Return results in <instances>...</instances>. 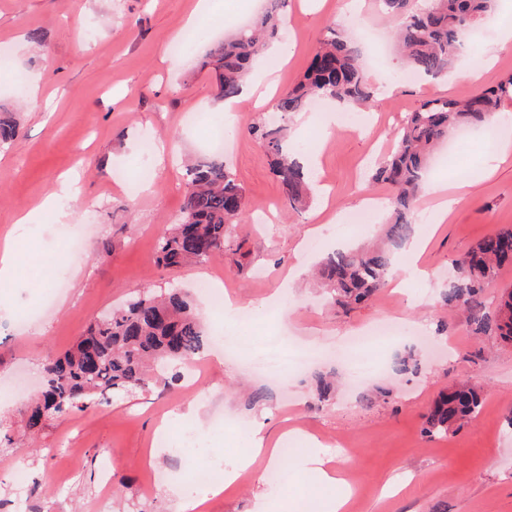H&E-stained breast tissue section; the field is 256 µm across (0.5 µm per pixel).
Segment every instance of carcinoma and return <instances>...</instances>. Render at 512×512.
Segmentation results:
<instances>
[{
    "mask_svg": "<svg viewBox=\"0 0 512 512\" xmlns=\"http://www.w3.org/2000/svg\"><path fill=\"white\" fill-rule=\"evenodd\" d=\"M285 0H267L265 10L232 37L216 43L202 67L218 78L216 96H236L252 60L265 39L278 33L279 7ZM380 11L398 22L394 38L400 63L410 70L441 78L462 54V36L493 15L497 0H377ZM360 44L331 29L312 58L302 79L283 91L273 106L282 124L254 123L249 135L270 158L271 172L284 202L297 210L305 205L309 182L301 166L290 158L285 141L288 115L309 110L316 99L338 101L355 109L375 106L376 93L360 63ZM512 100V74L503 77L464 101L427 100L404 115L394 132V145L378 161L370 179L389 187V217L385 243L379 247L336 249L319 268L320 278L333 303L347 309L384 288L391 277L394 254L414 231V202L422 191L434 149L459 128L479 130L486 118ZM186 192L178 222L156 242L158 260L175 270L203 263L224 251L231 226L244 222L245 190L224 157H205L186 168ZM512 263V228L487 235L463 257L452 261L453 274L440 297L448 309L458 306L468 314L477 335L512 342V290L487 307L482 299L492 287L502 265ZM208 339L192 300L179 288L156 297L144 292L116 310L97 317L64 354L46 359L45 384L26 414L25 429L35 433L45 423L73 411H84L104 394L126 396L171 385L178 361L198 356ZM484 388L466 380L439 393L426 415L425 434L445 436L467 425L481 411Z\"/></svg>",
    "mask_w": 512,
    "mask_h": 512,
    "instance_id": "obj_1",
    "label": "carcinoma"
}]
</instances>
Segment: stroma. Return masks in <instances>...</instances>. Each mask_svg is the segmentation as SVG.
<instances>
[{
    "mask_svg": "<svg viewBox=\"0 0 512 512\" xmlns=\"http://www.w3.org/2000/svg\"><path fill=\"white\" fill-rule=\"evenodd\" d=\"M286 0L277 41L293 46L289 62L266 59L278 89L303 74L329 27L390 31L374 0ZM195 0H0V47L10 54L0 68V114L16 115L19 137L0 148V244L18 240L24 251L17 275L0 282V377L31 386L41 380L46 355L70 349L103 311L120 307L135 293H160L169 283L194 291L208 277L223 282L241 303L259 311L250 325L236 324L197 295L196 310L208 333L236 337V354L211 355L196 391L187 380L118 399L109 405L54 419L32 439L21 440L20 412L29 395L0 401V512H16L15 481L28 476L23 497L29 512H98L103 465H110V512H179L183 499L205 498L202 512H259L264 501L288 499L294 512L323 502L315 475H298L270 487L258 474L244 475L232 489L209 496V483L184 467L188 449H176L179 429L193 424L211 460L233 468L251 446L255 429L275 441L296 428L308 454L326 467L363 483L350 512H512V345L475 336L464 311L447 313L440 292L453 259L483 236L512 226V159L496 162L493 147L469 134L441 150L428 175L466 183L467 199L444 224L433 202L415 204L413 236L426 240L418 259L424 279L406 293L381 289L361 306L332 307L310 271L343 239L358 247L379 240L390 193L369 173L391 147V131L423 101L463 100L477 84L448 74L439 81L397 79L392 53L365 45V72L387 92L367 112L344 113L328 145L319 128L325 115L309 112L308 124L288 119V140L318 155L313 174L330 187V199L313 194L298 212L285 209L268 158L247 129L260 116L246 108L224 130V160L246 189L247 219L234 225L223 253L177 271L163 268L156 240L180 214L186 192L184 161L206 156L205 126L195 116L220 112L210 74L200 63L212 44L235 32L261 9L259 0H217L206 32L185 28ZM512 23V0H499L485 33L471 40L466 64L484 68L483 81L512 74V51L492 52L491 35ZM158 143L144 155L142 143ZM78 181V203L60 199L75 215L62 223L41 208L60 178ZM376 200L373 221L355 227L346 216L361 197ZM339 212L329 223L322 205ZM29 222L21 217L28 211ZM296 266L303 275L285 276ZM288 294L279 315L264 316L269 299ZM393 317L411 331L381 348L353 351L350 364L372 370L358 390L345 382V367L333 360L314 372L281 381L252 372L251 362L268 341L292 349L334 347L341 338ZM423 332L439 347L430 354L415 342ZM414 352L416 373L380 369L381 361ZM335 376L339 389L329 401L315 397L316 374ZM473 379L484 387L477 418L445 436L427 437L425 416L442 389ZM356 450L336 452L337 439Z\"/></svg>",
    "mask_w": 512,
    "mask_h": 512,
    "instance_id": "1",
    "label": "stroma"
}]
</instances>
